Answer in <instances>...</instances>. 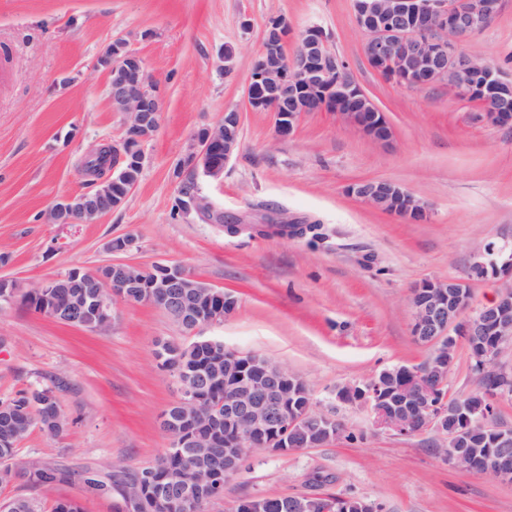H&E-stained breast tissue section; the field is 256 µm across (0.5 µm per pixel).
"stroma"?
Wrapping results in <instances>:
<instances>
[{
	"mask_svg": "<svg viewBox=\"0 0 512 512\" xmlns=\"http://www.w3.org/2000/svg\"><path fill=\"white\" fill-rule=\"evenodd\" d=\"M276 17L297 33H326L386 114L390 144L330 112L305 113L281 138L273 113L248 108L251 61ZM118 39L159 87L160 126L144 145L150 162L124 203L97 222L48 223L53 203L87 192L81 168L89 151L120 135L125 117L113 110L109 75L97 66ZM465 49L512 79V0ZM229 107L242 113L239 150L201 191L225 222L279 214L319 225V237L231 235L222 224L174 214L177 162L193 134ZM378 179L421 200L430 220L408 223L345 192ZM127 233L138 248L124 261L179 265L233 297V314L202 337L284 365L305 382L314 408L344 425L319 447L253 452L206 512H229L243 497L300 494L356 497L386 512H512V484L449 466L437 434L378 430L368 406L335 400L339 388L430 357L431 347L411 334L412 286L468 282L477 309L506 280L470 279V266L487 242L512 243V128L492 124L478 103L445 85L412 90L383 77L365 58L352 0H0V279L24 291L75 268L95 271L114 259L109 241ZM188 340L146 303H117L105 332L17 302L0 306V399L66 383L57 393L64 433L32 428L15 464L37 460L75 475L91 468L110 486L95 495L74 477L45 493L18 481L0 489V503L29 499L52 512L57 500L73 499L83 512H132L125 479L168 448L158 418L177 398L155 352Z\"/></svg>",
	"mask_w": 512,
	"mask_h": 512,
	"instance_id": "obj_1",
	"label": "stroma"
}]
</instances>
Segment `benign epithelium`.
<instances>
[{"mask_svg":"<svg viewBox=\"0 0 512 512\" xmlns=\"http://www.w3.org/2000/svg\"><path fill=\"white\" fill-rule=\"evenodd\" d=\"M502 0H353V10L362 31L365 57L371 67L408 89L418 90L446 84L461 98L479 96L485 116L493 124L512 127V81L502 77L493 64L469 55L464 44L497 16ZM291 28L284 18H274L264 31L262 52L251 65L247 87L249 107L275 116L276 133H292L299 116L305 112H332L376 142L392 137L384 115L363 91L348 64L328 47L326 34L317 26L301 32L292 54L285 53ZM136 65L140 81H127L109 88L111 102L128 113L124 129L135 131L112 142L115 163L144 169L148 157L144 144L160 124L161 97L157 84L146 74L142 58L127 53ZM241 113L224 112V119L203 127L194 135L192 149L176 166L177 180L190 174L198 181L218 179L240 145ZM104 185L99 197L69 196L49 210L51 224H77L86 215L101 218L109 213L111 180L105 175L97 180ZM348 192L374 209L420 223L427 221V207L400 185L374 180L355 183ZM178 197L177 213L193 215L205 223L220 216L217 206L201 190ZM137 239L127 233L113 238L111 252H129ZM506 251L490 242L473 266L491 269L492 277L512 274V267L499 269L495 256ZM112 275H100L85 282L81 271L52 278L41 285L45 292L44 313L61 323L78 324L92 332L112 327L114 306L137 295L142 303L162 309L173 321L188 330L224 322L235 308L226 292L187 272L178 265H157L146 269L129 262L107 264ZM467 283L460 280L425 281L411 289V333L419 342L433 347L431 362L419 369H403V384L396 391L387 389V375L363 386H347L336 392L342 403H375V424L400 435H413L431 429L446 441L449 464L462 471H477L498 480H512V429L496 426L495 400L489 394L480 412L483 422L496 427L499 458L479 468L476 458L456 448L459 434L448 431V414L456 407L435 401L438 388L448 379L458 345L490 329L496 333V347L477 357L483 369H495L500 350L512 344V288L506 287L489 304L473 315L464 316ZM82 288L83 300L73 310L60 304L63 289ZM178 390L173 416L161 417V429L173 448L187 449L188 460L195 463L213 453L212 435H203L199 423L209 430L224 426V475L235 472L251 448L269 453H286L290 448L318 447L341 431L333 415L312 411L309 391L304 382L285 367L268 358L232 348L213 351L201 371L180 370L175 378ZM224 386V399L210 400L217 386ZM308 430L306 444L296 442L301 430ZM205 476L175 479L160 486L152 496L153 506L179 505L185 512H195L196 499L212 479ZM267 499L252 497L235 502L232 512H268ZM334 504L318 496H289L279 501L281 512H331Z\"/></svg>","mask_w":512,"mask_h":512,"instance_id":"7a95c632","label":"benign epithelium"}]
</instances>
